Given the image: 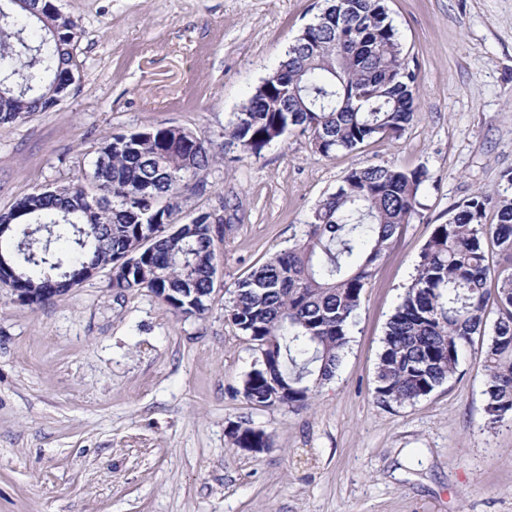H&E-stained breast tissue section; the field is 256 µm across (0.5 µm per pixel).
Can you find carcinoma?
I'll list each match as a JSON object with an SVG mask.
<instances>
[{"mask_svg": "<svg viewBox=\"0 0 512 512\" xmlns=\"http://www.w3.org/2000/svg\"><path fill=\"white\" fill-rule=\"evenodd\" d=\"M28 8L0 0V125L24 122L55 106L77 68L83 30L55 0ZM343 19L339 30L313 23L224 128L225 142L259 157L298 130L329 155L354 151L375 137H399L416 110V72L384 0H326ZM89 179L39 188L0 214L21 224L19 241L4 238L25 275L0 286L75 288L71 272L112 270L119 293L152 294L176 314L208 310L216 271L213 214L178 218L186 191L200 190L213 155L205 141L176 126L113 134L97 149ZM480 191L439 224L416 274L391 315L376 371L384 405L405 406L453 376L464 347L497 318L483 352L487 426L512 417V173ZM424 168H353L324 199L294 247L268 258L235 283L225 316L259 356L241 394L249 403L304 408L336 375L361 295L373 268L417 207ZM495 210L496 224L485 223ZM492 240L510 265L492 269ZM495 279L496 291L487 288ZM236 448H271L247 423L227 429Z\"/></svg>", "mask_w": 512, "mask_h": 512, "instance_id": "1", "label": "carcinoma"}]
</instances>
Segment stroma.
<instances>
[{
    "instance_id": "35a3bbf8",
    "label": "stroma",
    "mask_w": 512,
    "mask_h": 512,
    "mask_svg": "<svg viewBox=\"0 0 512 512\" xmlns=\"http://www.w3.org/2000/svg\"><path fill=\"white\" fill-rule=\"evenodd\" d=\"M83 29L66 97L0 127V212L91 173L108 135L173 125L211 144L182 220L224 211L199 318L100 272L29 306L0 289V512H512V423L486 426L485 339L416 403L378 402L386 323L437 225L512 171V0H386L417 74L396 139L326 157L290 133L261 157L224 128L324 0H58ZM426 169L417 214L364 289L333 380L305 409L239 389L256 351L225 317L238 279L302 238L350 169ZM248 422L273 446L231 447Z\"/></svg>"
}]
</instances>
